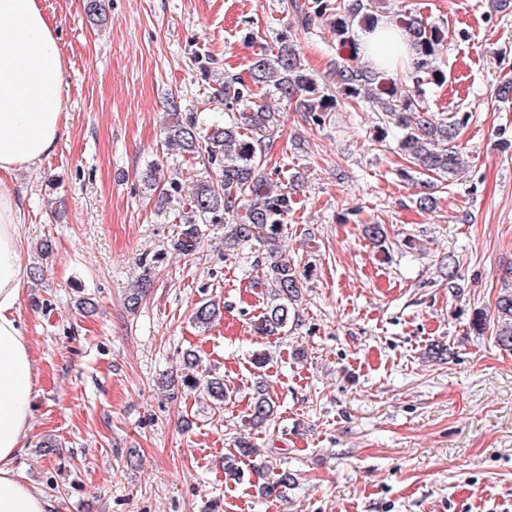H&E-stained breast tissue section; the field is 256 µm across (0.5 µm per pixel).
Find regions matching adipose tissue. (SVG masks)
Masks as SVG:
<instances>
[{
  "label": "adipose tissue",
  "instance_id": "adipose-tissue-1",
  "mask_svg": "<svg viewBox=\"0 0 512 512\" xmlns=\"http://www.w3.org/2000/svg\"><path fill=\"white\" fill-rule=\"evenodd\" d=\"M374 63L408 56L399 32L379 23L362 40ZM65 59L39 0H0V512H50L14 471L29 431L35 361L18 316L28 270L21 261L24 212L5 178L36 167L68 133Z\"/></svg>",
  "mask_w": 512,
  "mask_h": 512
}]
</instances>
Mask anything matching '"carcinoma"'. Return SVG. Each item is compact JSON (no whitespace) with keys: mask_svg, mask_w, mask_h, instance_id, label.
Returning a JSON list of instances; mask_svg holds the SVG:
<instances>
[{"mask_svg":"<svg viewBox=\"0 0 512 512\" xmlns=\"http://www.w3.org/2000/svg\"><path fill=\"white\" fill-rule=\"evenodd\" d=\"M375 0H290L289 7L300 13L302 23L310 26L315 20L336 17L334 33L337 43L351 51V58L360 57L359 41L355 27L360 25L373 30L378 18L373 15ZM413 52L410 80L413 86L387 75L370 65L336 67V84L341 99H334L316 91L313 80L302 68V62L287 37L280 39L276 51L263 50L254 58L249 68L253 85L274 81L275 89L295 100L304 112H330L340 103L358 105L362 102L377 103L386 117L401 126L405 133L399 140V149L408 158L416 172H431L444 176L457 173L464 166V158L456 140L468 117L451 121H435L421 116L418 122L410 120V114L419 112L425 87L440 84L446 74L440 67L441 46L447 39L446 30L419 17L401 13L395 22ZM250 86L243 81L224 82V96L230 100H242L250 96ZM171 121L166 132L167 150L187 157L204 156L217 166V177L200 185L189 203V210L182 216L174 250L184 256L195 254L200 245L197 224L224 225V244L235 247L252 240L267 243L279 239L282 225L288 216L290 199L287 188L261 172L263 142L271 130L273 116L259 109L249 113L245 130L235 125L214 127L202 135L197 132L192 118L182 115L172 107ZM253 287L264 288L271 303L259 319L258 330L266 335H278L290 320L291 309L301 298L302 284L296 265L273 255L264 278L253 282ZM218 306L210 300L200 303L192 316L195 323H212ZM494 319L497 322L496 342L512 350V291L499 297ZM187 373L183 376L184 388L203 393L218 408L232 399L233 392L224 379L198 375V361H186ZM275 401L262 386H257L248 414L244 416L245 432L235 437L233 447L224 453V474L240 476L239 463L255 454L249 431L259 430L273 423ZM260 478L270 480L260 485L261 494L270 496L280 493L295 483V474L287 468L276 471L264 465L256 468Z\"/></svg>","mask_w":512,"mask_h":512,"instance_id":"1","label":"carcinoma"}]
</instances>
